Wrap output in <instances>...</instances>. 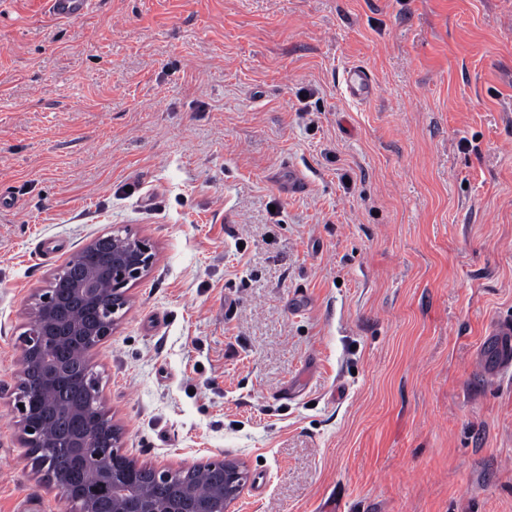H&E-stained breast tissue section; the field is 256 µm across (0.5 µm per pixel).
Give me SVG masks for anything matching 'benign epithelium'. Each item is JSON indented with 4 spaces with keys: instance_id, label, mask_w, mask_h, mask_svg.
Returning a JSON list of instances; mask_svg holds the SVG:
<instances>
[{
    "instance_id": "obj_1",
    "label": "benign epithelium",
    "mask_w": 512,
    "mask_h": 512,
    "mask_svg": "<svg viewBox=\"0 0 512 512\" xmlns=\"http://www.w3.org/2000/svg\"><path fill=\"white\" fill-rule=\"evenodd\" d=\"M155 263L153 244L124 230L106 231L78 250L35 297L26 331L21 334V388L16 397L19 431L37 467L61 457L63 472L49 475L59 493L74 499L79 485H108L106 500L86 493L77 499L80 512H226L241 493L242 465L235 460L206 462L180 471L183 484L165 497L173 477L167 469L145 467L114 452L120 433L109 417L85 402L84 389L95 377L86 361V337L104 339L124 315L128 290ZM112 458L100 466L91 460ZM207 483L199 498L193 484Z\"/></svg>"
}]
</instances>
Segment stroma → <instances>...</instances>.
Segmentation results:
<instances>
[{
  "label": "stroma",
  "mask_w": 512,
  "mask_h": 512,
  "mask_svg": "<svg viewBox=\"0 0 512 512\" xmlns=\"http://www.w3.org/2000/svg\"><path fill=\"white\" fill-rule=\"evenodd\" d=\"M115 227L156 250L87 354L127 458L240 461L228 512H512V0H0V512L79 510L20 336ZM53 17L61 21H73L84 17L94 0H45ZM342 84L346 94L353 99H364L374 90L373 78L362 66H352L345 70ZM491 336L497 355V371L506 372L512 368V324H497L492 329Z\"/></svg>",
  "instance_id": "1"
}]
</instances>
